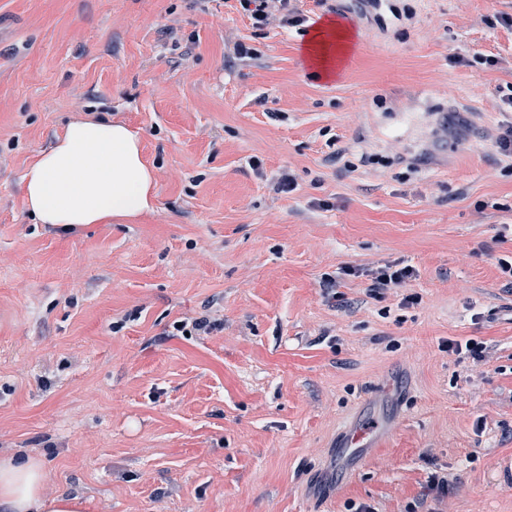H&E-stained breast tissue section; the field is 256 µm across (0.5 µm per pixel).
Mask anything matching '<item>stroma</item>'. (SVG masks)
Wrapping results in <instances>:
<instances>
[{"instance_id":"stroma-1","label":"stroma","mask_w":512,"mask_h":512,"mask_svg":"<svg viewBox=\"0 0 512 512\" xmlns=\"http://www.w3.org/2000/svg\"><path fill=\"white\" fill-rule=\"evenodd\" d=\"M347 5L324 82L303 66L315 0L288 29L235 0H0V457L44 458L48 493L512 512V159L491 139L512 125V0ZM100 117L140 133L154 211L35 223L25 169ZM388 264L415 275L372 290ZM359 428L379 442L352 467L336 447Z\"/></svg>"}]
</instances>
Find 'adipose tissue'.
<instances>
[{
	"instance_id": "adipose-tissue-1",
	"label": "adipose tissue",
	"mask_w": 512,
	"mask_h": 512,
	"mask_svg": "<svg viewBox=\"0 0 512 512\" xmlns=\"http://www.w3.org/2000/svg\"><path fill=\"white\" fill-rule=\"evenodd\" d=\"M349 37L340 20L316 28L308 55L319 75L329 74L335 49ZM154 182L139 135L123 123L98 119L70 123L26 169L22 189L34 221L64 231L152 212ZM46 478L40 458H0V512H86L80 496H47Z\"/></svg>"
}]
</instances>
